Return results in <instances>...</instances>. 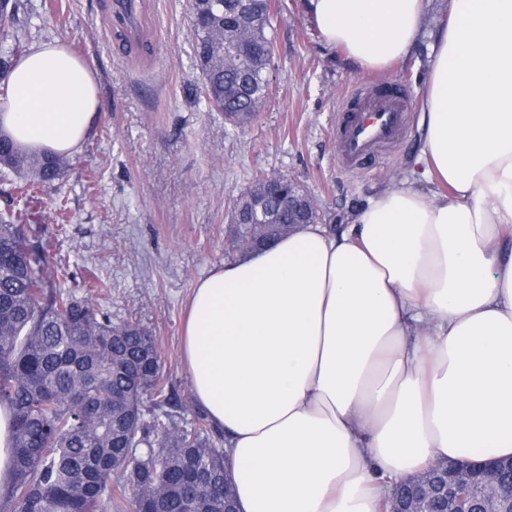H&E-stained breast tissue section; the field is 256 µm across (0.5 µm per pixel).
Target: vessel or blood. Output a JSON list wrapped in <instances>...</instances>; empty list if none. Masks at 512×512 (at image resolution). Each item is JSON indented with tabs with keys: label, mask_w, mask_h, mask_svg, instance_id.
<instances>
[{
	"label": "vessel or blood",
	"mask_w": 512,
	"mask_h": 512,
	"mask_svg": "<svg viewBox=\"0 0 512 512\" xmlns=\"http://www.w3.org/2000/svg\"><path fill=\"white\" fill-rule=\"evenodd\" d=\"M407 110L401 90L387 82L378 83L370 96L354 99L336 122L341 162L361 163L374 148L396 140L405 127Z\"/></svg>",
	"instance_id": "vessel-or-blood-1"
}]
</instances>
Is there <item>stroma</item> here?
I'll return each mask as SVG.
<instances>
[{
  "label": "stroma",
  "mask_w": 512,
  "mask_h": 512,
  "mask_svg": "<svg viewBox=\"0 0 512 512\" xmlns=\"http://www.w3.org/2000/svg\"><path fill=\"white\" fill-rule=\"evenodd\" d=\"M24 2L30 43H68L95 72L102 101L62 192L31 203L32 238L68 264L71 288L103 282L96 298L113 322L152 332L174 419L194 422L201 411L181 364L185 306L197 281L230 259L233 203L258 176L282 173L312 193L321 223L344 224L374 192L411 175L429 40L405 62L368 71L323 42L305 0H274L269 92L256 118L234 128L205 99L190 0H140L138 23L151 47L138 54L118 37L110 0ZM378 79L408 92V125L371 160L341 165L342 106L374 91Z\"/></svg>",
  "instance_id": "1"
}]
</instances>
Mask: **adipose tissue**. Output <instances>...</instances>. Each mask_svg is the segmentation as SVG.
Segmentation results:
<instances>
[{"mask_svg":"<svg viewBox=\"0 0 512 512\" xmlns=\"http://www.w3.org/2000/svg\"><path fill=\"white\" fill-rule=\"evenodd\" d=\"M306 7L329 47L382 69L413 52L428 0ZM431 37L418 180L190 295L182 363L239 512H379L434 460L512 456V0H448ZM0 86V131L28 151L77 153L102 108L58 39Z\"/></svg>","mask_w":512,"mask_h":512,"instance_id":"adipose-tissue-1","label":"adipose tissue"}]
</instances>
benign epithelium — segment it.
<instances>
[{
    "mask_svg": "<svg viewBox=\"0 0 512 512\" xmlns=\"http://www.w3.org/2000/svg\"><path fill=\"white\" fill-rule=\"evenodd\" d=\"M283 182L294 187V192L281 201L282 206L289 207L297 199L309 213H317L313 198L292 178L279 173L266 177L271 189ZM428 470L442 472L441 478L433 483L421 478L412 483L393 484L382 500L381 512H432L438 499L445 500L451 512H512V486L503 481V473L512 471L511 459L480 466L436 460Z\"/></svg>",
    "mask_w": 512,
    "mask_h": 512,
    "instance_id": "benign-epithelium-1",
    "label": "benign epithelium"
}]
</instances>
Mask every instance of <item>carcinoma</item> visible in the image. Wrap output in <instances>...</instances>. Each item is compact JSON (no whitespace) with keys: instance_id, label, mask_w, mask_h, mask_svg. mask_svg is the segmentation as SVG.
<instances>
[{"instance_id":"obj_1","label":"carcinoma","mask_w":512,"mask_h":512,"mask_svg":"<svg viewBox=\"0 0 512 512\" xmlns=\"http://www.w3.org/2000/svg\"><path fill=\"white\" fill-rule=\"evenodd\" d=\"M272 0H191L195 54L209 107L230 117L256 112L268 95L273 44ZM21 0L0 15V60L23 50L15 29ZM113 14L128 41L141 45L131 0ZM248 25L244 71L227 66L224 49ZM66 157L26 152L0 138V406L12 414V465L7 512H220L224 508V449L211 441L205 419L177 427L153 334L138 323H112L93 299L46 276L47 251L29 238L16 192L62 183ZM244 191L242 226L263 220L275 237L278 197L264 212ZM153 397V405L144 396Z\"/></svg>"}]
</instances>
